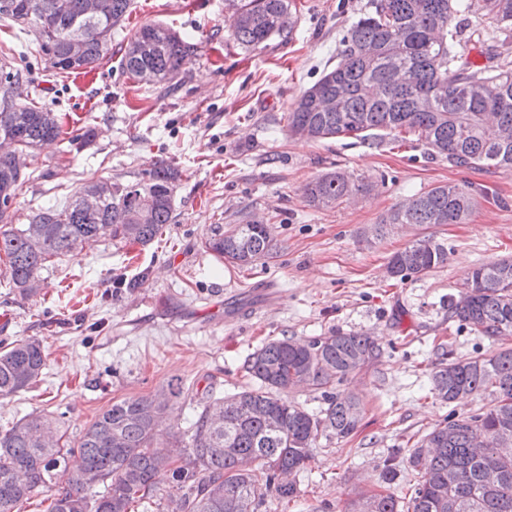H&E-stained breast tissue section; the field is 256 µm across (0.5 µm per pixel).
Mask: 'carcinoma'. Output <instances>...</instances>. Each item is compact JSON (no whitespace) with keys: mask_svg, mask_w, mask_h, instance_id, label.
<instances>
[{"mask_svg":"<svg viewBox=\"0 0 512 512\" xmlns=\"http://www.w3.org/2000/svg\"><path fill=\"white\" fill-rule=\"evenodd\" d=\"M0 18L32 33L46 62L65 73H89L112 46V30L131 12L132 0H110L104 16L93 0H13ZM486 26L469 38L487 41L512 31V0H480ZM466 0H371L343 38L336 66L322 71L288 110V131L324 140L383 131L415 137L455 167L512 173V68L479 66L455 50L461 44L453 21L471 10ZM230 37L239 48L265 47L291 34L292 0H238ZM75 39L82 53L71 55ZM199 44L160 24L139 27L121 47V74L141 83L173 84ZM19 76L0 73V140L21 154L62 133L59 117L44 107L16 104L8 93ZM26 173L0 154V253L11 288L30 298L42 288L39 271L53 257L96 241L104 227L112 239L147 246L171 223L179 170L159 165L135 184L89 178L66 203L49 205L29 223L11 227L17 191ZM369 187L353 175L330 172L311 181L306 196L315 207L337 205ZM95 195L86 209L81 196ZM479 201L469 189L444 184L393 207L376 236L391 224H464ZM205 248L244 267L271 258L275 244L264 218L235 224L205 242ZM448 261V248L429 235L391 255L387 272L404 279ZM450 317L492 340L512 336V258L478 266L448 298ZM380 355L366 334L333 331L312 341L288 336L251 353L246 371L255 385L205 404L192 425L186 453L171 462L155 443V422L180 384L112 403L80 435L64 441L59 417L32 413L0 432V512H21L33 496L49 492L47 512H130L134 503L156 512H261L264 492L290 501L295 484L279 476L304 469L320 438L345 439L361 421L357 399L336 385ZM48 354L39 338L0 342V397L34 384ZM431 392L448 404L475 394L491 396L477 413L447 419L424 435L407 464L415 482L402 500L391 491L401 449L388 451L383 490L361 494L341 512H512V347L460 360L444 358L430 371ZM321 392L325 407L312 414L281 393ZM486 439L478 448L475 435ZM102 486L99 491L96 486ZM163 495H158L159 491Z\"/></svg>","mask_w":512,"mask_h":512,"instance_id":"1","label":"carcinoma"}]
</instances>
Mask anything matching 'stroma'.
<instances>
[{
	"instance_id": "stroma-1",
	"label": "stroma",
	"mask_w": 512,
	"mask_h": 512,
	"mask_svg": "<svg viewBox=\"0 0 512 512\" xmlns=\"http://www.w3.org/2000/svg\"><path fill=\"white\" fill-rule=\"evenodd\" d=\"M369 0H295L287 39L255 52L228 39L227 0H134L115 40L162 23L201 45L177 87L136 84L113 49L86 76L57 73L34 36L0 20V68L21 73V102L63 115L69 136L94 135L80 149L44 145L26 158L31 179L13 221L64 202L89 174L123 184L165 163L183 179L174 219L149 246L102 236L53 258L42 290L12 291L0 262V341L42 339L49 362L26 391L0 398V431L32 412L63 415L70 439L113 402L148 396L168 381L189 395L163 417L156 440H188L205 393L251 386L244 363L264 342L310 340L333 330L373 336L382 355L340 386L363 407L358 431L319 440L297 473V497L265 493L262 512H341L362 490L377 489L387 451H410L448 414L463 418L489 402L476 395L451 405L429 390L441 352L466 359L512 346L459 325L448 297L476 266L512 257V173L450 166L421 144L338 137L306 141L288 132V108L335 65L349 24ZM341 169L369 192L330 208L311 206L303 188ZM465 185L479 205L465 224L373 227L399 202L442 184ZM259 214L272 220L276 252L248 267L220 261L203 243ZM430 234L448 261L404 280L387 273L390 256ZM135 288H128V281Z\"/></svg>"
}]
</instances>
